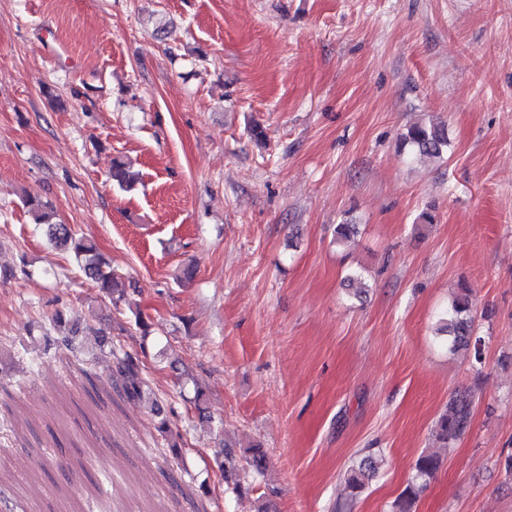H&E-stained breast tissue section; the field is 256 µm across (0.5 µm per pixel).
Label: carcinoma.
<instances>
[{
    "mask_svg": "<svg viewBox=\"0 0 512 512\" xmlns=\"http://www.w3.org/2000/svg\"><path fill=\"white\" fill-rule=\"evenodd\" d=\"M402 144L409 147L411 154L421 158H440L448 148L447 130L442 125L417 123L409 126L401 136ZM112 181L121 188H129L136 182L135 174L127 164L119 159L112 163L110 172ZM33 223L47 226L48 237L58 247L72 252L87 278L105 294L115 293L116 273L109 261L99 252L88 238L76 233L63 223L51 222L53 211L48 202L36 197L23 199ZM473 301L468 289L463 288L454 295L447 311L445 331L449 333L448 348L455 352L459 349L473 350L474 359L481 360L479 341L473 336ZM100 345L109 348L112 356L110 377L128 399L142 400L148 397L150 411L159 418L156 429L166 441L170 453L178 457L182 450V436L175 432L168 421L161 417L158 401L147 396L146 381L141 369L132 355L107 338H100ZM473 399L468 392H459L448 401L446 411L437 423V436L444 444L450 445L459 439L470 427ZM224 457V479L232 483V488L240 492L249 488L250 478L264 473L267 457L262 448L243 449V463H238L235 450L224 447L219 450ZM439 467V458L433 453H422L415 462L414 479L404 488L393 505V512H412L413 505L435 471ZM378 469V460L367 455L358 466L348 469L346 480L351 491L350 500H355L365 489L366 482Z\"/></svg>",
    "mask_w": 512,
    "mask_h": 512,
    "instance_id": "1",
    "label": "carcinoma"
}]
</instances>
